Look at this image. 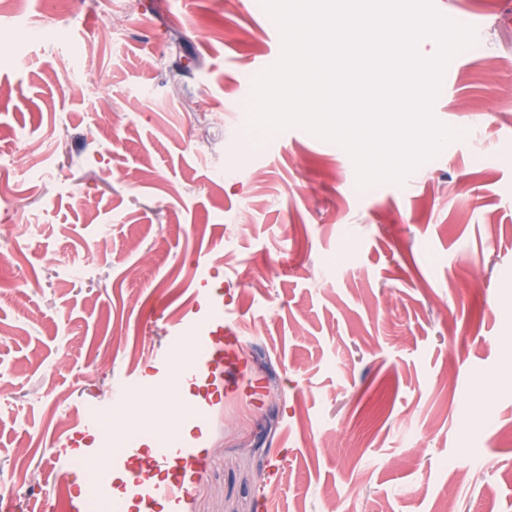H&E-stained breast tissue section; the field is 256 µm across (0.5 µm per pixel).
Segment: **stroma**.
<instances>
[{
  "instance_id": "35a3bbf8",
  "label": "stroma",
  "mask_w": 512,
  "mask_h": 512,
  "mask_svg": "<svg viewBox=\"0 0 512 512\" xmlns=\"http://www.w3.org/2000/svg\"><path fill=\"white\" fill-rule=\"evenodd\" d=\"M255 2L0 0V495L61 512L56 441L193 351L204 288L247 369L183 512H512V0H433L482 35L432 105L460 136L365 189L252 125L282 53ZM111 406L168 427L158 393Z\"/></svg>"
}]
</instances>
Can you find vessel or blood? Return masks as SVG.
Instances as JSON below:
<instances>
[{"mask_svg":"<svg viewBox=\"0 0 512 512\" xmlns=\"http://www.w3.org/2000/svg\"><path fill=\"white\" fill-rule=\"evenodd\" d=\"M197 300L207 304L208 314L192 309L183 315L182 321L198 325L202 349L184 358L180 367L204 384L203 392L184 401L188 418L202 425L207 422L216 397L238 390L235 376L243 369L238 352L244 338L235 324L223 317V303L209 300L202 290L198 291ZM96 431L95 422H86L62 443L60 457L66 465L101 456V448L94 443ZM203 441L200 434L182 436L174 446L156 447L153 456L144 462L139 461L138 444L133 441L109 457L108 467L126 471L140 512H157L163 505L169 512H179L189 493L193 474L202 461ZM113 500L111 482L99 477L94 480L90 494H67L62 509L63 512H89L91 502L108 505Z\"/></svg>","mask_w":512,"mask_h":512,"instance_id":"1","label":"vessel or blood"}]
</instances>
